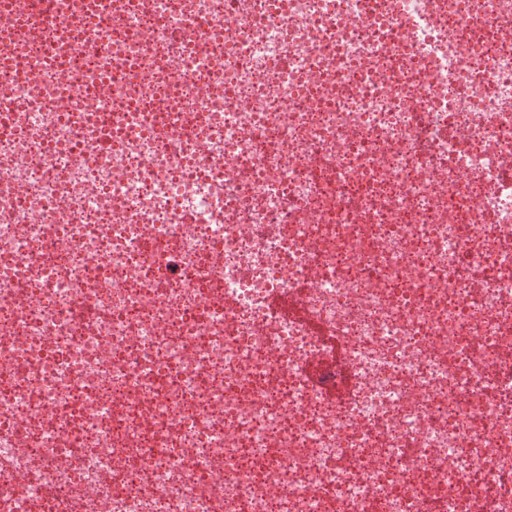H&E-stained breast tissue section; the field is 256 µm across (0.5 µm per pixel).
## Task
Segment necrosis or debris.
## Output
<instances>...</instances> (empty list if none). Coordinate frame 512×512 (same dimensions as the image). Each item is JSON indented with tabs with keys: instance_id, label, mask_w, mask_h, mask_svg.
I'll return each mask as SVG.
<instances>
[{
	"instance_id": "4bbe7bcc",
	"label": "necrosis or debris",
	"mask_w": 512,
	"mask_h": 512,
	"mask_svg": "<svg viewBox=\"0 0 512 512\" xmlns=\"http://www.w3.org/2000/svg\"><path fill=\"white\" fill-rule=\"evenodd\" d=\"M27 7L0 512H512V0Z\"/></svg>"
}]
</instances>
